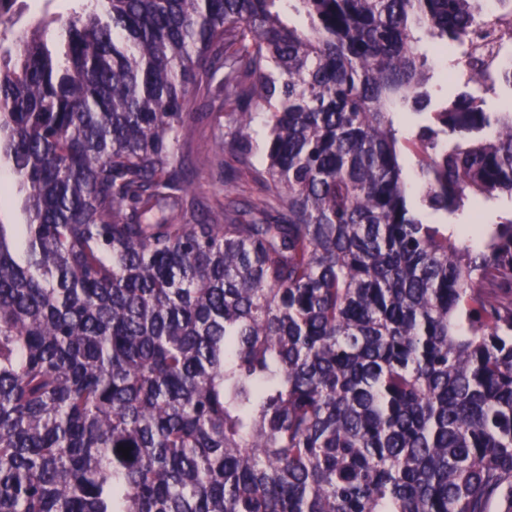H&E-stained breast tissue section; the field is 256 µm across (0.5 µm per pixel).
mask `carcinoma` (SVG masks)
Returning <instances> with one entry per match:
<instances>
[{
    "label": "carcinoma",
    "mask_w": 512,
    "mask_h": 512,
    "mask_svg": "<svg viewBox=\"0 0 512 512\" xmlns=\"http://www.w3.org/2000/svg\"><path fill=\"white\" fill-rule=\"evenodd\" d=\"M0 57V512H512V6L98 0ZM262 195L187 205L190 96ZM219 151L199 159L224 168ZM130 448L123 457L118 447ZM435 68V77L430 85V93L433 103H437L441 98L450 95H456L464 90V88L455 82L448 80V56L441 54L431 55Z\"/></svg>",
    "instance_id": "1"
}]
</instances>
